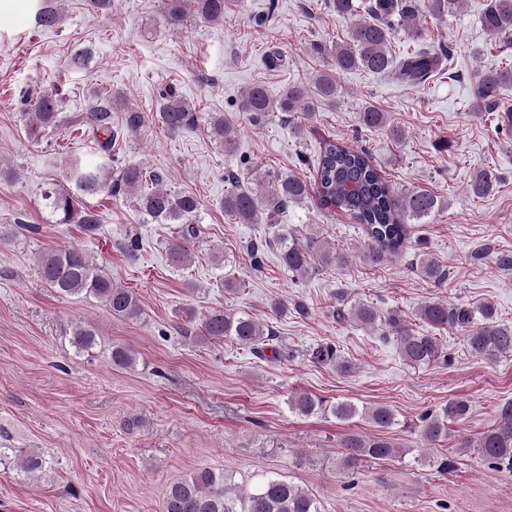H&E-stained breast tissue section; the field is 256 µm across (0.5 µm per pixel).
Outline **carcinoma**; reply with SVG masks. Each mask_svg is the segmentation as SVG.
Here are the masks:
<instances>
[{"label":"carcinoma","mask_w":512,"mask_h":512,"mask_svg":"<svg viewBox=\"0 0 512 512\" xmlns=\"http://www.w3.org/2000/svg\"><path fill=\"white\" fill-rule=\"evenodd\" d=\"M462 0H369L364 8L366 17L358 20L341 42L320 48L331 58L338 71L364 69L373 73H394L401 80L417 85L425 82L436 71L439 56L436 52L415 50L400 58L389 52L395 34L403 31L420 37L415 26L421 11L435 17L446 16L460 8ZM328 7L340 16H354L360 5L355 0H327ZM194 15L204 21L216 22L224 18V0H166V24L180 26ZM60 21V13L50 0H37L35 23L53 28ZM482 26L491 35L512 42V0H487L482 14ZM477 96L475 110L496 112L501 87L512 83L511 68L483 69L476 74ZM339 93L336 76L323 71L312 83L290 84L279 96L272 97L261 86H252L243 94L240 109L252 122L271 120L279 112H301L310 117L314 101H334ZM161 112L157 116L164 128L178 134L197 124L201 115L169 85L159 92ZM112 95H101L90 112L81 119L83 133L96 140L99 150L91 159L74 158L68 161L66 180L74 185L51 183L41 191L43 206L58 224H77L86 234L99 228V216L83 203V197L105 193L113 198H134L142 214L159 224H177L179 230L168 244L169 259L176 265L186 262L198 238L199 201L189 194H175L163 186V178L140 165L112 166L113 152L125 134H137L146 126V113L135 107H125L121 124L112 125ZM59 94L46 91L38 95L28 113L26 133L30 137L39 130L58 125ZM213 141L226 151L235 150L234 130L224 123V116L210 113L206 117ZM358 122L366 129L388 128L395 141L404 137L403 131L389 124L388 114L373 107L363 108ZM262 184L255 189L242 184L233 175L228 177L230 188L224 194V212L241 224H264L263 238L250 244L254 267H262L266 250L274 248L282 267L296 275L305 276L316 266L341 265L346 257L332 246L310 236L300 239L281 224L273 223V215L290 202L309 195L308 183L286 174L260 176ZM499 181L492 169H482L472 179L471 195L481 198L493 191ZM315 186L322 206L330 212L345 213L361 225L368 247L369 262L378 264L386 258L403 252L409 239L410 224L430 216L440 207L436 195L428 190L408 189L400 194L374 164L371 155L362 148H354L336 140H327L316 162ZM37 267L43 281L63 296L93 298L103 304L115 317L137 321L143 308L137 295L112 280L105 268L77 247L42 252L37 256ZM421 277L440 284L447 272L428 256L419 259L416 266ZM338 323L354 319L366 326L382 324L384 338L394 339L403 360L413 367H424L448 362L442 340L436 332L445 329L463 332L471 354L491 360L512 352V324L497 318L494 306L484 304L476 309L452 306L446 301L428 302L418 311L424 326L413 327L397 310L385 314L368 303L348 305L338 299L332 310ZM181 319L196 327L207 340H228L253 350L263 349L274 335L259 321L248 315H238L223 308H213L202 317L187 309ZM72 344L80 353H88L98 345V333L88 323H78L72 331ZM319 364L336 363V368L347 372L350 366L340 359L332 345H320L312 352ZM112 366L127 369L134 366L133 351L123 345L112 346ZM289 408L302 416L331 413L336 419L349 421L362 415L375 428L372 434L350 432L340 442L343 448L339 469L349 472L359 469L369 460H383L397 455L405 456L411 449L401 446L386 436V431L398 425L394 412L377 405L362 410L347 401L329 406L312 395L301 392L288 401ZM469 411L465 399H453L436 410H428L419 418V434L424 445L436 448L448 440L451 425L464 419ZM461 448H472L481 459L512 469V402L499 409L496 424L459 443ZM21 471L36 479L46 468V458L37 450L18 455ZM227 478L222 472L200 468L181 478L166 489L163 512H321L320 502L307 489L275 473L265 474L240 495L227 494Z\"/></svg>","instance_id":"obj_1"}]
</instances>
